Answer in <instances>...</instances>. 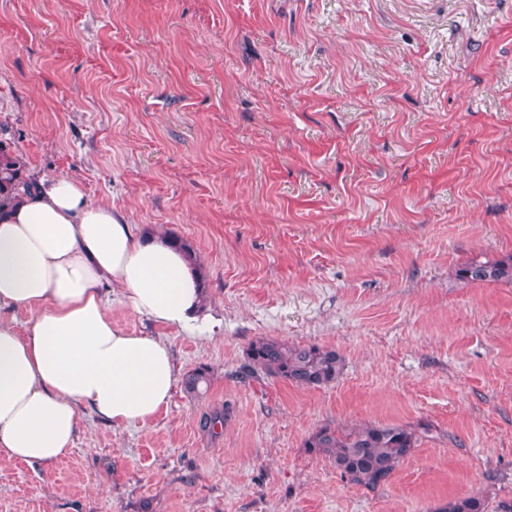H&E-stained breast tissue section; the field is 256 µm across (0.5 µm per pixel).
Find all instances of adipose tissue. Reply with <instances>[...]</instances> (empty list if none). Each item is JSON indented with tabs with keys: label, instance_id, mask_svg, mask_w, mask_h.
<instances>
[{
	"label": "adipose tissue",
	"instance_id": "adipose-tissue-1",
	"mask_svg": "<svg viewBox=\"0 0 512 512\" xmlns=\"http://www.w3.org/2000/svg\"><path fill=\"white\" fill-rule=\"evenodd\" d=\"M0 210V461L49 465L85 414L143 424L177 384L169 346L112 321V297L140 317L193 331L205 303L195 264L67 176L36 175Z\"/></svg>",
	"mask_w": 512,
	"mask_h": 512
}]
</instances>
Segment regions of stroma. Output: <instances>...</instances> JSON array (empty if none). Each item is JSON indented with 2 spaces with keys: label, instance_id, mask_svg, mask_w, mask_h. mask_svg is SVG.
Returning a JSON list of instances; mask_svg holds the SVG:
<instances>
[{
  "label": "stroma",
  "instance_id": "stroma-1",
  "mask_svg": "<svg viewBox=\"0 0 512 512\" xmlns=\"http://www.w3.org/2000/svg\"><path fill=\"white\" fill-rule=\"evenodd\" d=\"M0 140L186 239L203 334L139 317L179 377L144 425L86 418L0 463V512H436L512 502V0H0ZM338 350L335 384L243 378L249 344ZM428 424L385 486L323 425ZM462 280L479 283L512 284V256L492 261L471 260L457 271ZM437 510V512H486V500L479 495L452 498Z\"/></svg>",
  "mask_w": 512,
  "mask_h": 512
}]
</instances>
